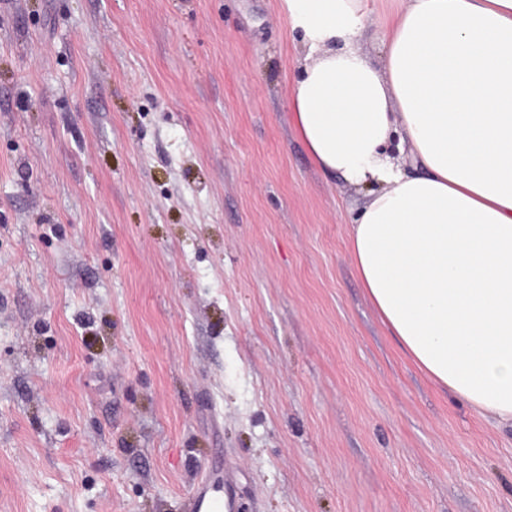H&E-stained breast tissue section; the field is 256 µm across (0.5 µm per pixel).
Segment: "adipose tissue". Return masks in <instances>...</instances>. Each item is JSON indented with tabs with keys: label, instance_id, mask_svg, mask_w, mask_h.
Returning <instances> with one entry per match:
<instances>
[{
	"label": "adipose tissue",
	"instance_id": "obj_1",
	"mask_svg": "<svg viewBox=\"0 0 512 512\" xmlns=\"http://www.w3.org/2000/svg\"><path fill=\"white\" fill-rule=\"evenodd\" d=\"M281 5L306 58L288 121L366 191L348 233L363 288L423 372L512 421V0H399L379 67L356 46L364 0Z\"/></svg>",
	"mask_w": 512,
	"mask_h": 512
}]
</instances>
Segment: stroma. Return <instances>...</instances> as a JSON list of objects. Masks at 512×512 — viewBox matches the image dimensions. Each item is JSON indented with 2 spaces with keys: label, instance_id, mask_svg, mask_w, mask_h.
Wrapping results in <instances>:
<instances>
[{
  "label": "stroma",
  "instance_id": "35a3bbf8",
  "mask_svg": "<svg viewBox=\"0 0 512 512\" xmlns=\"http://www.w3.org/2000/svg\"><path fill=\"white\" fill-rule=\"evenodd\" d=\"M304 63L280 0H0V512H182L218 456L237 512H512V424L358 280Z\"/></svg>",
  "mask_w": 512,
  "mask_h": 512
}]
</instances>
